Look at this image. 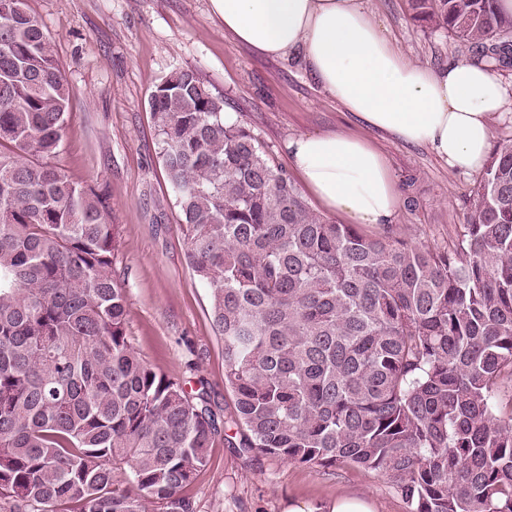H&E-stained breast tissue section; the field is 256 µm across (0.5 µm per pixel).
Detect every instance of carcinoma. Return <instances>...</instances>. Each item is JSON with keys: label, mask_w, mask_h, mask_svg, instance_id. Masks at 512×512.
<instances>
[{"label": "carcinoma", "mask_w": 512, "mask_h": 512, "mask_svg": "<svg viewBox=\"0 0 512 512\" xmlns=\"http://www.w3.org/2000/svg\"><path fill=\"white\" fill-rule=\"evenodd\" d=\"M408 7L491 70L512 58L497 0ZM69 97L26 0H0V512H193L184 490L222 429L240 454L376 471L409 512H512L511 141L458 244L433 248L313 212L195 70L156 84L159 163L224 340L223 414L128 340L119 225L54 163Z\"/></svg>", "instance_id": "carcinoma-1"}]
</instances>
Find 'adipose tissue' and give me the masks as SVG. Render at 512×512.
Instances as JSON below:
<instances>
[{
    "instance_id": "ef3b65f1",
    "label": "adipose tissue",
    "mask_w": 512,
    "mask_h": 512,
    "mask_svg": "<svg viewBox=\"0 0 512 512\" xmlns=\"http://www.w3.org/2000/svg\"><path fill=\"white\" fill-rule=\"evenodd\" d=\"M225 35L255 54L294 59L368 127L423 146L449 170L484 168L493 122L512 112V84L464 59L411 63L368 16L364 0H210ZM287 161L321 207L353 224L394 223L404 199L388 159L360 136L304 132L285 143ZM284 512H378L370 497L289 499Z\"/></svg>"
}]
</instances>
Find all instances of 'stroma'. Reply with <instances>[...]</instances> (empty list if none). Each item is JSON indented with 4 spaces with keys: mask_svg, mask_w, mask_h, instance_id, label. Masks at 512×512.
Listing matches in <instances>:
<instances>
[{
    "mask_svg": "<svg viewBox=\"0 0 512 512\" xmlns=\"http://www.w3.org/2000/svg\"><path fill=\"white\" fill-rule=\"evenodd\" d=\"M55 45L72 88L57 158L69 178L106 197L120 230L115 271L124 280L127 336L156 369L187 390L206 388L222 409L224 343L213 327L210 287L185 261L186 239L166 174L148 99L155 84L191 68L223 95L235 121L258 136L278 167L283 145L303 132L358 134L388 159L403 187L395 222L414 243L453 246L481 178L449 172L424 147L363 126L291 60L254 55L224 34L210 0H27ZM365 8L414 64L438 67L467 57L460 42L411 21L406 0H366ZM371 497L380 512H408L390 481L348 464L289 463L240 455L216 434L209 462L185 493L195 512H282L289 498Z\"/></svg>",
    "mask_w": 512,
    "mask_h": 512,
    "instance_id": "stroma-1",
    "label": "stroma"
}]
</instances>
